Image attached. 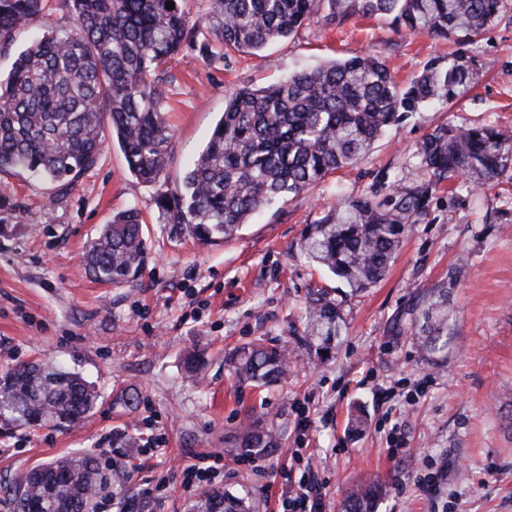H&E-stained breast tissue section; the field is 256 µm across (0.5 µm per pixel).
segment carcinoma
Listing matches in <instances>:
<instances>
[{"mask_svg":"<svg viewBox=\"0 0 512 512\" xmlns=\"http://www.w3.org/2000/svg\"><path fill=\"white\" fill-rule=\"evenodd\" d=\"M70 25L50 28L25 45L19 36L44 15L47 0H0V56L11 55L0 77V173L24 171L60 191L99 163L107 131L116 135L127 168L139 181L165 177L171 135L162 113L157 72L201 30L224 51H258L295 34L321 11L329 24L386 17L398 31L472 39L508 9L507 0H208L196 21L173 0H66ZM467 71L427 70L407 87L387 66L357 56L292 73L274 85H244L228 97L209 141L179 186L156 197L159 210L202 243L226 240L259 208L314 189L354 163L403 112L448 99ZM418 156L441 180L465 175L481 187L512 164V134L494 127L452 133L439 130ZM423 190L383 200L345 202L305 227L300 248L324 270L361 293L381 281L412 217L425 207ZM139 209L112 217L83 255L87 276L100 284L133 281L143 268L146 239ZM420 346L427 356L448 346V289L422 306ZM342 302L318 289L307 302L303 341L324 361L341 335ZM225 363L242 382L273 385L288 377L290 354L254 340ZM98 394L82 376L38 363L13 366L0 378V417L16 423L74 426L95 407ZM280 436L261 420L237 431V447L259 453ZM101 484V467L89 455L62 457L53 468H33L15 480L12 501L23 492L28 512L89 508ZM384 488L359 486L343 512H375ZM193 512H255L241 497L211 491Z\"/></svg>","mask_w":512,"mask_h":512,"instance_id":"cac0c4a2","label":"carcinoma"}]
</instances>
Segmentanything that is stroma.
<instances>
[{
  "mask_svg": "<svg viewBox=\"0 0 512 512\" xmlns=\"http://www.w3.org/2000/svg\"><path fill=\"white\" fill-rule=\"evenodd\" d=\"M373 55L399 85L428 66L463 65L468 92L406 113L353 164L312 192L265 207L235 237L203 245L154 203L173 190L207 143L229 94L268 86L334 59ZM172 128L165 179L139 182L117 141L76 186L55 197L45 181L0 174V374L38 360L82 374L99 394L79 425L25 427L0 419V512H13L16 475L72 453L112 451L131 493L105 512H189L178 461L224 458L216 490L282 512L299 479L322 482L326 512L356 486L388 484L377 512H512V167L488 185L436 182L416 152L439 128L512 132V9L472 42L413 36L386 19L341 25L314 17L258 52L212 63L183 47L157 77ZM428 188L424 211L387 275L344 304L346 334L333 358L297 344L312 290L339 281L299 242L306 225L347 199ZM131 207L144 217L148 260L138 280L101 285L82 268L87 242ZM448 288V350L432 363L415 334L423 295ZM295 352L287 379L259 391L240 384L225 355L255 337ZM198 351L201 383L184 372ZM361 406L368 425L348 426ZM257 416L281 446L238 466L237 427ZM166 455L140 461L123 434ZM432 478L429 490L418 482Z\"/></svg>",
  "mask_w": 512,
  "mask_h": 512,
  "instance_id": "1",
  "label": "stroma"
}]
</instances>
